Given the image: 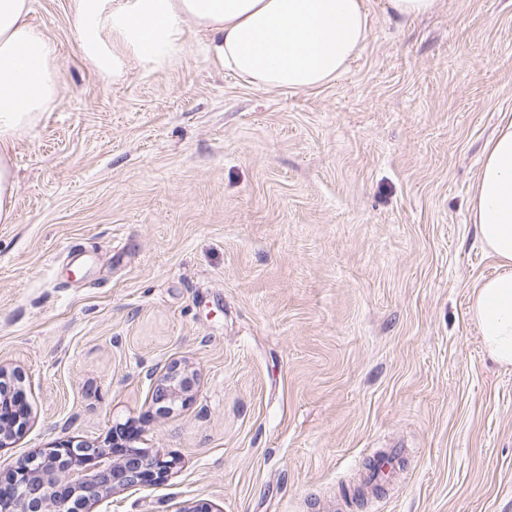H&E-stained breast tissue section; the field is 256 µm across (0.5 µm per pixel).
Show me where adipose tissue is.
<instances>
[{
	"instance_id": "adipose-tissue-1",
	"label": "adipose tissue",
	"mask_w": 512,
	"mask_h": 512,
	"mask_svg": "<svg viewBox=\"0 0 512 512\" xmlns=\"http://www.w3.org/2000/svg\"><path fill=\"white\" fill-rule=\"evenodd\" d=\"M34 0H0V223H12L11 148L57 96L55 46L30 21ZM81 55L104 80L128 60L156 69L178 58L184 24L208 36L207 51L259 90H308L339 76L367 36L362 0H72ZM473 222L499 271L475 288L470 319L492 360L512 367V124L482 163Z\"/></svg>"
}]
</instances>
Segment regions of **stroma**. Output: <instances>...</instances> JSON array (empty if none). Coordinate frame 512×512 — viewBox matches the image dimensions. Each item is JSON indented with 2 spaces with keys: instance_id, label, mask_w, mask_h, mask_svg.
I'll use <instances>...</instances> for the list:
<instances>
[{
  "instance_id": "1",
  "label": "stroma",
  "mask_w": 512,
  "mask_h": 512,
  "mask_svg": "<svg viewBox=\"0 0 512 512\" xmlns=\"http://www.w3.org/2000/svg\"><path fill=\"white\" fill-rule=\"evenodd\" d=\"M363 6L348 69L295 91L191 24L175 63L104 81L70 0H36L61 83L0 223V366L30 411L0 468L129 422L178 464L92 512H512V368L468 314L499 271L472 206L512 122V0ZM175 363L198 381L162 415L150 375ZM387 448L402 470L358 503ZM436 0H389L392 12L401 18L418 17L430 13Z\"/></svg>"
}]
</instances>
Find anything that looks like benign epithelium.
<instances>
[{
    "label": "benign epithelium",
    "mask_w": 512,
    "mask_h": 512,
    "mask_svg": "<svg viewBox=\"0 0 512 512\" xmlns=\"http://www.w3.org/2000/svg\"><path fill=\"white\" fill-rule=\"evenodd\" d=\"M22 374L0 366V450L26 429L28 414L16 397ZM196 373L179 365L154 378L152 404L169 414L189 398ZM126 443L104 448L82 440L51 443L17 462L0 482V512H90L100 500L128 489L156 486L173 474L177 460Z\"/></svg>",
    "instance_id": "benign-epithelium-1"
}]
</instances>
